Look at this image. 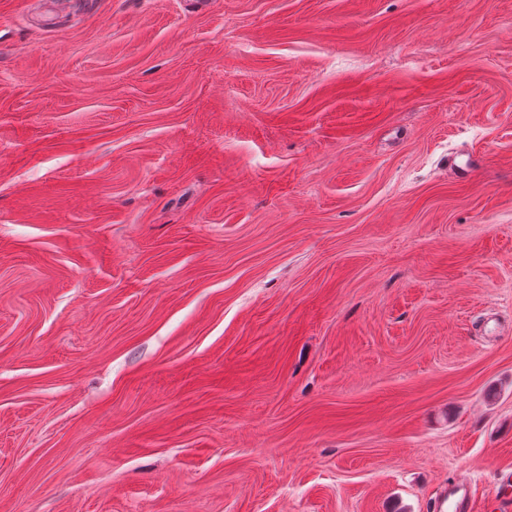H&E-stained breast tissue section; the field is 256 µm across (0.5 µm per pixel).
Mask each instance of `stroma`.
<instances>
[{
    "label": "stroma",
    "mask_w": 512,
    "mask_h": 512,
    "mask_svg": "<svg viewBox=\"0 0 512 512\" xmlns=\"http://www.w3.org/2000/svg\"><path fill=\"white\" fill-rule=\"evenodd\" d=\"M512 512V0H0V512ZM471 486L467 480L454 479L444 487L440 512H471Z\"/></svg>",
    "instance_id": "35a3bbf8"
}]
</instances>
